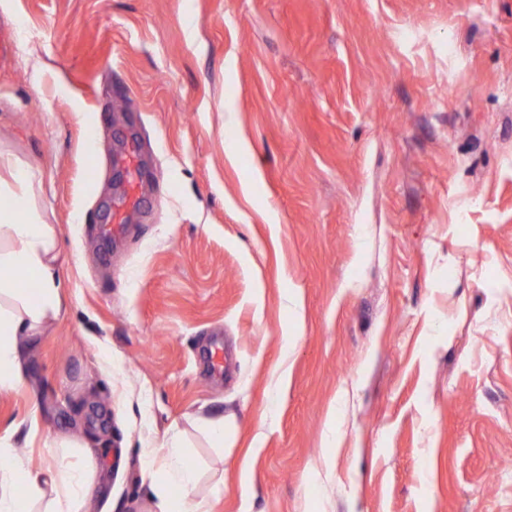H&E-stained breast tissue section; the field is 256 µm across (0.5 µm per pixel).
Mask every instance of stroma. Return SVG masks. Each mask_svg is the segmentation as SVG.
Returning <instances> with one entry per match:
<instances>
[{"instance_id":"1","label":"stroma","mask_w":512,"mask_h":512,"mask_svg":"<svg viewBox=\"0 0 512 512\" xmlns=\"http://www.w3.org/2000/svg\"><path fill=\"white\" fill-rule=\"evenodd\" d=\"M1 35L68 300L1 440L97 448L89 512H152L175 429L213 512H512V0H0Z\"/></svg>"}]
</instances>
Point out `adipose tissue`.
<instances>
[{
	"label": "adipose tissue",
	"instance_id": "obj_1",
	"mask_svg": "<svg viewBox=\"0 0 512 512\" xmlns=\"http://www.w3.org/2000/svg\"><path fill=\"white\" fill-rule=\"evenodd\" d=\"M9 169L14 187L0 202V393L26 387V350L62 313L57 230L39 212V172L19 162ZM30 277L37 282L32 292L20 286ZM142 458L157 512H212L210 499L199 493L200 474L186 456L182 432L146 444ZM96 475L92 451L48 469L2 443L0 512H83Z\"/></svg>",
	"mask_w": 512,
	"mask_h": 512
}]
</instances>
